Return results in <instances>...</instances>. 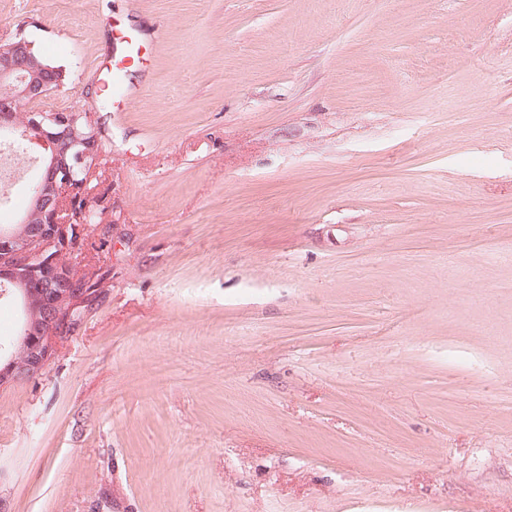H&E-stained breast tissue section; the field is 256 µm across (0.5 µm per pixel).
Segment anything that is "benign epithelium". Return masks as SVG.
<instances>
[{"label":"benign epithelium","instance_id":"7a95c632","mask_svg":"<svg viewBox=\"0 0 512 512\" xmlns=\"http://www.w3.org/2000/svg\"><path fill=\"white\" fill-rule=\"evenodd\" d=\"M32 47L21 35L0 43V84L11 88L0 98V126L22 129L27 153L42 162L40 188L17 227L0 231V285L20 289L24 312L15 352L0 365L1 389L41 373L77 328L75 315L91 293H102L61 261L81 243L101 133L85 112L43 107L66 73L42 63ZM20 112L26 115L21 125L15 122Z\"/></svg>","mask_w":512,"mask_h":512}]
</instances>
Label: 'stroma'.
Listing matches in <instances>:
<instances>
[{
    "label": "stroma",
    "instance_id": "obj_1",
    "mask_svg": "<svg viewBox=\"0 0 512 512\" xmlns=\"http://www.w3.org/2000/svg\"><path fill=\"white\" fill-rule=\"evenodd\" d=\"M120 24L147 96L100 113ZM19 33L97 114L104 280L0 389V512H512V0H0Z\"/></svg>",
    "mask_w": 512,
    "mask_h": 512
}]
</instances>
